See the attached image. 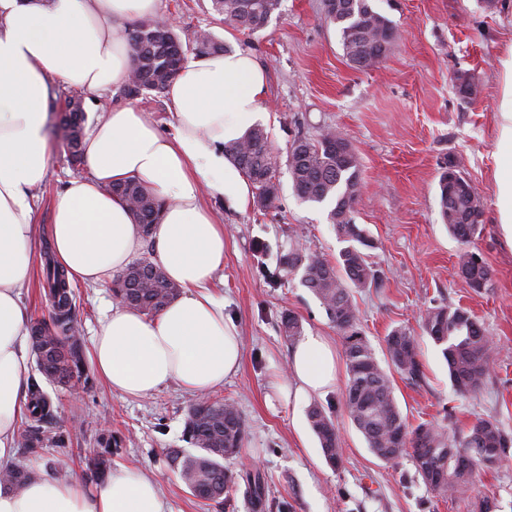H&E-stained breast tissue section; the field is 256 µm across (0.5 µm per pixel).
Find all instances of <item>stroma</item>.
I'll return each mask as SVG.
<instances>
[{"instance_id": "stroma-1", "label": "stroma", "mask_w": 512, "mask_h": 512, "mask_svg": "<svg viewBox=\"0 0 512 512\" xmlns=\"http://www.w3.org/2000/svg\"><path fill=\"white\" fill-rule=\"evenodd\" d=\"M375 9L401 31V38L377 66L366 71L346 61L334 26L325 22L322 0H282L281 12L266 28L244 35L224 27L211 0H159L160 15H174L180 32L207 29L228 48L252 52L267 72L263 128L271 148L285 155L297 133L334 127L361 161L354 220L374 240L371 260L383 274L380 287L354 290L361 328L375 351L397 326L418 329L419 317L434 305L464 307L483 325L494 346L492 374L483 388L457 395L441 348L420 336L424 377L412 383L394 376V396L410 424L430 421L454 432L477 419H491L512 434V245L498 222L494 173L512 158V143L498 133L503 58L512 53V0H372ZM466 71L482 89L467 103L454 89ZM51 174L36 189L39 199L36 260L24 298L32 318L48 314L43 269L52 255L47 228L52 206L73 170L61 141H54ZM455 159L484 208V224L473 249L492 271L491 287L470 288L458 271L461 251L438 213L441 165ZM277 208L254 204L237 209L210 194L206 203L224 224V315L243 336L239 372L213 391L235 403L250 436L227 460L239 483L223 504L196 498L167 464L165 451L185 447L184 419L195 400L172 386L147 398L113 394L101 381L92 388L45 385L54 407L50 429L69 436L68 447L41 454L18 453L16 461L44 472L46 461L75 475L93 450L97 430L108 428L123 445L114 466L152 471L171 512H473L490 497L492 512H512V461L476 477L447 496L426 487L409 458L390 463L369 450L351 423L341 396L344 361H337V384L321 397L339 428L342 456L325 460L311 430L309 400L284 403L273 390L286 378L291 345L280 331V316L291 312L304 333L326 337L341 347L342 337L315 296L298 278L284 276L277 257L296 241L335 259L342 247L324 206L300 202L287 164L275 173ZM83 343H90L101 309L112 304V285H74ZM267 482L264 506L245 494L247 474Z\"/></svg>"}]
</instances>
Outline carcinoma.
<instances>
[{"mask_svg":"<svg viewBox=\"0 0 512 512\" xmlns=\"http://www.w3.org/2000/svg\"><path fill=\"white\" fill-rule=\"evenodd\" d=\"M214 10L223 16L224 24L244 34L264 29L273 15L280 13L281 0H212ZM324 20L339 35L344 56L358 70L376 65L396 43V26L373 7L371 0H343L341 8L323 7ZM126 37L133 56V67L118 97L133 101L147 92L161 95L181 69V59L171 54L182 37L174 29H165L157 19H140L130 25ZM188 42L199 53H217L224 44L207 30H196ZM86 119L84 101L72 96L58 113L54 131L68 148V161L75 167L81 163L82 129ZM342 133L324 129L312 136L298 133L287 153L293 189L303 202L330 205L328 219L337 238L345 243L336 262L323 255L290 248L277 258L278 269L285 275L300 276V283L319 300L328 320L343 335V353L347 380L342 393L343 406L354 426L364 436L370 451L380 460L391 462L407 455L411 458L424 484L445 496L470 484L491 459L501 463L509 459L512 437L489 419H479L467 430L448 437L442 427L431 422L410 425L401 413L395 397L391 375L377 359L371 343L360 329L359 311L353 300V289L380 286L381 274L370 261L375 248L366 229L354 222V207L359 196L361 163L356 151L343 162L333 150ZM224 153L237 164L256 190V206L261 210L275 207L278 187L270 163L273 155L266 132L252 128L238 142L224 145ZM129 205L145 236H150L158 223L160 203L144 186L129 182L108 188ZM439 215L449 233L463 245L458 255L460 272L477 290L490 287L489 266L470 250L482 225L469 223V218L482 203L471 184L462 177L438 180ZM46 293L51 298L48 317L31 324L32 344L44 350L49 360L39 371L52 385L69 386L89 381L82 345L75 328L76 306L73 291L64 272L51 263L44 268ZM112 294L126 307L144 315L155 316L179 293V287L146 257L134 262L112 279ZM421 329L436 344L448 364L449 377L456 391L465 396L479 391L490 376L491 345L479 320L463 307L434 306L421 315ZM280 331L291 342L302 334L299 320L290 312L281 316ZM388 368L412 383L421 380L423 372L418 358L417 339L405 326L393 328L385 338ZM30 409L19 444L35 452L55 441L44 430L53 417L48 395L37 384L28 388ZM308 420L319 440L323 455L334 462L341 459L338 429L332 412L313 404ZM183 434L197 449L190 453L181 448L166 449L169 465L186 487L198 498L219 501L208 495L214 485L229 491L235 485L234 473L224 466L227 456L240 450L248 438L245 419L230 402L208 396L197 399L184 420ZM117 443L109 431L96 436L97 448L85 458L89 480L103 479L112 466ZM471 467H461V458ZM32 472L12 465L0 470V486L22 490Z\"/></svg>","mask_w":512,"mask_h":512,"instance_id":"obj_1","label":"carcinoma"}]
</instances>
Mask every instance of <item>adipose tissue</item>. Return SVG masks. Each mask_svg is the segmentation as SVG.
<instances>
[{"label":"adipose tissue","mask_w":512,"mask_h":512,"mask_svg":"<svg viewBox=\"0 0 512 512\" xmlns=\"http://www.w3.org/2000/svg\"><path fill=\"white\" fill-rule=\"evenodd\" d=\"M158 14V0H0V467L14 462L28 411L30 313L22 288L39 234L34 191L50 173L52 85L91 96L120 89L132 67L127 24ZM266 90L265 71L249 51L195 55L166 90L171 133L123 103L88 130L85 172L67 179L53 206L56 264L69 280L95 286L147 244L153 263L180 287L152 317L117 302L102 310L91 360L112 392L146 397L175 384L205 395L238 373L242 338L214 291L224 226L202 191L235 207L252 197L224 146L265 122ZM129 180L161 204L151 237L107 191ZM336 382L335 350L309 333L294 343L278 392L287 402L322 397ZM158 486L156 473L122 466L98 484L38 474L22 491L0 489V512H169Z\"/></svg>","instance_id":"1"}]
</instances>
